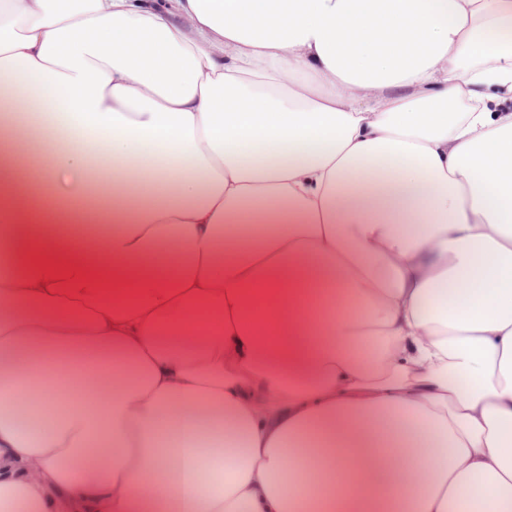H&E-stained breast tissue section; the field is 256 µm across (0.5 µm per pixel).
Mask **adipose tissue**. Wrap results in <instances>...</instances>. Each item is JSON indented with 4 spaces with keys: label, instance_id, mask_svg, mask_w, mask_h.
<instances>
[{
    "label": "adipose tissue",
    "instance_id": "1",
    "mask_svg": "<svg viewBox=\"0 0 512 512\" xmlns=\"http://www.w3.org/2000/svg\"><path fill=\"white\" fill-rule=\"evenodd\" d=\"M0 99V512H512V0H0Z\"/></svg>",
    "mask_w": 512,
    "mask_h": 512
}]
</instances>
